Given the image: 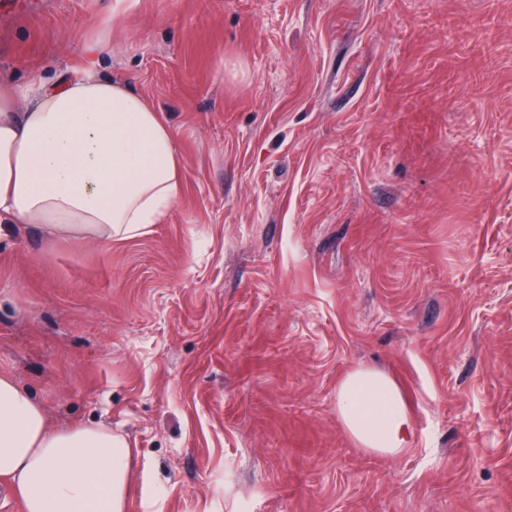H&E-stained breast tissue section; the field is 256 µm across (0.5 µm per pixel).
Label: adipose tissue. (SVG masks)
Returning a JSON list of instances; mask_svg holds the SVG:
<instances>
[{
  "label": "adipose tissue",
  "instance_id": "adipose-tissue-1",
  "mask_svg": "<svg viewBox=\"0 0 512 512\" xmlns=\"http://www.w3.org/2000/svg\"><path fill=\"white\" fill-rule=\"evenodd\" d=\"M87 65L24 86L0 77V239L35 227L48 240L123 242L164 223L181 191L174 134L124 79ZM337 414L355 443L383 453L408 445L396 385L359 367L341 382ZM132 453L103 425L50 427L40 404L0 373V479L24 512H126Z\"/></svg>",
  "mask_w": 512,
  "mask_h": 512
}]
</instances>
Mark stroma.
Here are the masks:
<instances>
[{
	"label": "stroma",
	"mask_w": 512,
	"mask_h": 512,
	"mask_svg": "<svg viewBox=\"0 0 512 512\" xmlns=\"http://www.w3.org/2000/svg\"><path fill=\"white\" fill-rule=\"evenodd\" d=\"M0 75L85 60L172 126L125 242L0 240V372L126 437V512H512V0H31ZM386 374L405 451L336 412ZM337 414L361 448L398 453L407 448L410 417L396 385L382 372L358 367L341 382Z\"/></svg>",
	"instance_id": "1"
}]
</instances>
